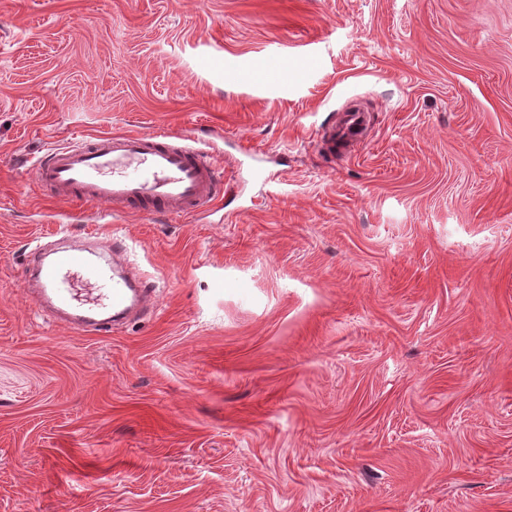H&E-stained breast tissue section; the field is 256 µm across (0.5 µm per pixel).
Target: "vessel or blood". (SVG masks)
Listing matches in <instances>:
<instances>
[{
    "label": "vessel or blood",
    "instance_id": "1",
    "mask_svg": "<svg viewBox=\"0 0 512 512\" xmlns=\"http://www.w3.org/2000/svg\"><path fill=\"white\" fill-rule=\"evenodd\" d=\"M368 116L348 107L339 124L324 135L329 156L363 138ZM36 185L47 195L77 197L109 206L113 216L135 210L146 216H186L219 200V169L209 150L180 142L164 131L103 135L47 148L33 165ZM124 239L90 241L66 237L61 246L37 248L33 294L57 319L85 332L110 329L144 311L152 294L148 285L132 283L114 268L110 257L125 251ZM94 285V302L80 301L75 280Z\"/></svg>",
    "mask_w": 512,
    "mask_h": 512
}]
</instances>
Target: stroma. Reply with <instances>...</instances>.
<instances>
[{"mask_svg": "<svg viewBox=\"0 0 512 512\" xmlns=\"http://www.w3.org/2000/svg\"><path fill=\"white\" fill-rule=\"evenodd\" d=\"M154 130L222 201L33 181ZM70 232L127 239L147 314L42 311L27 253ZM0 512H512V0H0ZM340 123L324 135V148L331 158L341 154L353 142L361 140L365 134L368 116L365 111L354 105L344 111ZM336 143L337 151H336Z\"/></svg>", "mask_w": 512, "mask_h": 512, "instance_id": "stroma-1", "label": "stroma"}]
</instances>
